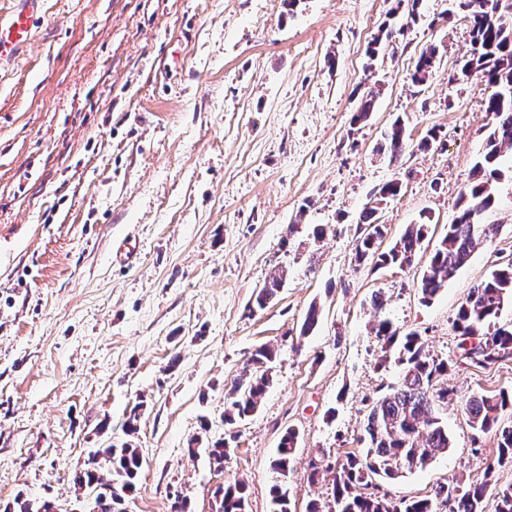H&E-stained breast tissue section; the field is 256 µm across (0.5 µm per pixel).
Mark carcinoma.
Here are the masks:
<instances>
[{
  "mask_svg": "<svg viewBox=\"0 0 512 512\" xmlns=\"http://www.w3.org/2000/svg\"><path fill=\"white\" fill-rule=\"evenodd\" d=\"M460 9L471 24V51L460 68L465 76H476L493 92L485 101L489 116L485 148L474 165L475 181L458 201L459 211L438 248L430 259L419 284L421 299L430 302L446 287L448 280L470 259L475 249L487 239L490 227L479 222L480 215L493 201L492 181L501 175L497 168L503 149L512 150V0H460ZM437 48L429 47L419 56L412 74L416 86L428 83L434 74ZM408 147L404 122L396 119L384 131L378 152L393 157L402 155ZM378 206L363 210L360 223L364 229L355 245V258L361 263L372 260L377 267L410 266L425 238L426 224L408 230L387 250H380L385 225L377 222ZM512 301V264L496 268L479 284L471 288L460 305L454 328L459 342L469 338L477 341L475 357L460 355L461 365L486 367L512 356V324L497 325L507 301ZM320 320V310L313 304L307 310L301 336L312 333ZM372 330L382 343L383 352L399 348L398 363L401 377L398 386L383 394L367 414L364 431L367 449L363 456L354 453L333 470L332 504L321 505L312 500L306 512H485L484 500L494 466H512V426L499 424V416L512 408V392L501 391L493 396L473 395L467 398L465 410L470 426L479 433L494 432L498 438L495 464L488 466L481 482H464L452 478L436 486L431 497L406 499L369 491L371 476L394 480L405 471L424 468L434 458L450 448L448 428L437 408L448 403V387L439 379L448 374V359L425 351L422 337L416 332L401 336L387 319L375 315ZM276 351L268 345L256 349L250 358L254 371L249 379L225 396L226 424H233L256 411L266 389L272 382L271 363ZM297 433L290 429L283 435L271 460L272 469L285 477L290 470ZM209 463L224 469V439L205 448ZM143 458L130 443L117 448H98L89 454L86 467L72 475V482L81 494L97 491L95 512H126L130 494L136 491V481ZM108 470L112 480L105 481L102 470ZM246 483L236 480L218 486L216 512H245ZM273 512H290V491L284 483L270 490ZM0 512H54V503L35 502L18 494ZM493 512H512V484L499 489L494 497Z\"/></svg>",
  "mask_w": 512,
  "mask_h": 512,
  "instance_id": "1",
  "label": "carcinoma"
}]
</instances>
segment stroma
<instances>
[{"mask_svg": "<svg viewBox=\"0 0 512 512\" xmlns=\"http://www.w3.org/2000/svg\"><path fill=\"white\" fill-rule=\"evenodd\" d=\"M406 16L397 0H44L32 47L0 68V504L21 493L70 512L71 473L129 441L143 456L131 512H171L178 496L213 512L218 485L236 479L247 512H271L282 478L269 459L292 429L282 480L291 512H305L332 502V466L364 452L365 415L399 380L380 361L372 295L430 354L454 356L459 306L512 261V151L480 217L495 233L423 303L419 282L485 145L488 90L457 73L471 36L456 0ZM431 45L435 75L414 86ZM372 89L370 116L354 122ZM398 118L411 147L393 160L377 147ZM393 180L384 243L424 222L422 248L404 268L357 264L359 217ZM278 270L285 282L256 307ZM313 304L321 317L304 337ZM264 344L273 382L253 416L224 424V397ZM443 382L451 446L379 479L392 497L454 476L512 484V466L486 474L496 438L464 412L469 396L512 390V359ZM193 437L224 439L223 471L189 459ZM297 442V433L289 429L283 435L281 442L276 450V454L271 460L272 469L281 475L283 478H286L288 471L290 470L293 451L295 448V444Z\"/></svg>", "mask_w": 512, "mask_h": 512, "instance_id": "obj_1", "label": "stroma"}]
</instances>
